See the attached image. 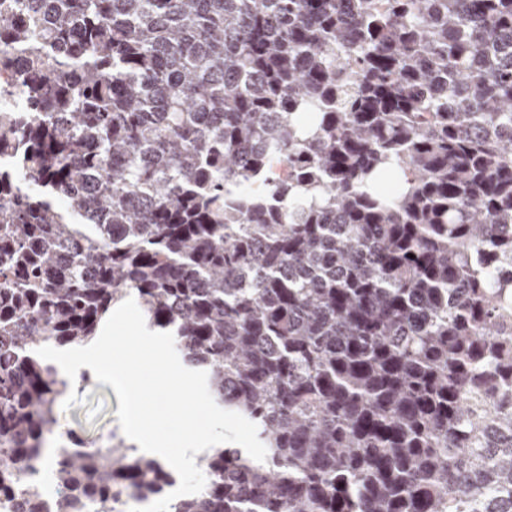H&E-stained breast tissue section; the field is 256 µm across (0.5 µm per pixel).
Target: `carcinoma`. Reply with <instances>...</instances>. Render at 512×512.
<instances>
[{
    "mask_svg": "<svg viewBox=\"0 0 512 512\" xmlns=\"http://www.w3.org/2000/svg\"><path fill=\"white\" fill-rule=\"evenodd\" d=\"M0 496L48 464L45 345L133 294L263 462L169 512H512V0H0ZM67 448L53 512L162 498Z\"/></svg>",
    "mask_w": 512,
    "mask_h": 512,
    "instance_id": "obj_1",
    "label": "carcinoma"
}]
</instances>
